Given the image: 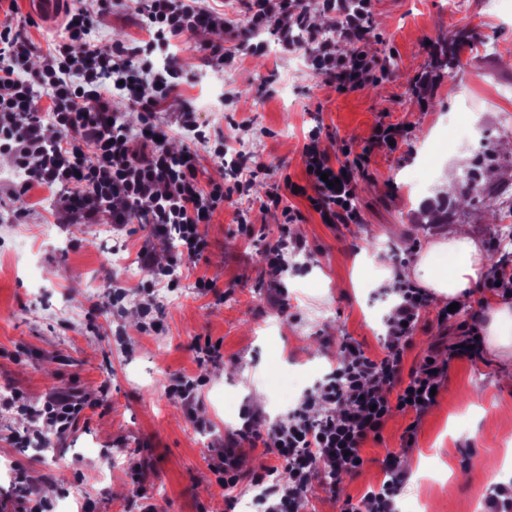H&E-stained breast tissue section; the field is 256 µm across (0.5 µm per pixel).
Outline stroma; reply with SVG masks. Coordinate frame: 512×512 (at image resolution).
<instances>
[{
    "mask_svg": "<svg viewBox=\"0 0 512 512\" xmlns=\"http://www.w3.org/2000/svg\"><path fill=\"white\" fill-rule=\"evenodd\" d=\"M370 10L374 37L368 48L390 77L348 92L325 85L302 57L285 52L274 27L261 36L263 54L237 56L218 71L203 67L200 47L220 42L234 50L223 31L175 42L183 72L201 80L185 87L170 112L192 106L211 134L234 147L247 144L265 172L250 194H232L202 225L208 249L199 261L182 262L178 288L157 285L160 329L153 335L139 331L144 297L137 285L152 277L137 262L146 231L135 224L114 240L106 212L94 224L67 223L56 196L40 189L10 195L0 163V512H15L16 467L36 489L47 490L52 512L87 500L92 512H138L145 498L156 512H240L228 508V497L255 493L250 476L275 466L274 455L260 447L248 451L244 475L230 490L211 465L223 455L224 435L244 408L260 409L270 424L287 414L261 381L269 364L326 373L340 359L345 336L368 355H381L393 302L379 291L400 270L399 254L451 232L447 224L415 223L435 194L430 187L417 189L410 171L445 138L451 144L441 163L460 178L469 172L487 184L495 172L512 171V152L501 148L512 140V96L498 91L512 84V0H500L493 14L485 13L482 0H371ZM460 32L466 35L462 68L444 70L432 93L419 94L417 78L433 72L436 57ZM230 112L250 118V126L230 127ZM382 119L405 124V145L370 155L356 191L360 223H322L305 199L288 192L289 182L305 181L308 131L321 126L319 146L335 156L346 143L362 151ZM270 193L281 195V207L262 208ZM289 206L303 215L289 226L306 241L308 253L288 258L293 271L281 309L266 298L263 253L277 240L285 224L282 210ZM241 213L254 236L238 224ZM455 222L470 225L489 266H496L503 250L496 227L512 225V215L480 204L457 214ZM116 276L126 288L117 308L108 295ZM200 278L216 280L218 294L199 291ZM442 305L434 299L423 313L405 366L443 357L455 342L454 330L437 321ZM205 340L222 347L202 368L193 346ZM177 374L207 380L193 408L167 395ZM64 386L91 399L107 392L109 403L85 409L77 430L43 458L19 438L34 436L36 408L52 388ZM17 390L28 398L29 412L6 407ZM511 409L512 357L487 349L475 361L452 362L437 404L419 418L394 413L381 440L367 442L362 469L344 475L337 498L315 490L306 512H339L340 500H357L379 487L387 478L382 462L391 453L400 456L407 475L398 507L418 497L431 512H485V462L512 446V421L504 418ZM413 422L416 445L405 451L400 437ZM133 459L143 466L137 483L128 474Z\"/></svg>",
    "mask_w": 512,
    "mask_h": 512,
    "instance_id": "35a3bbf8",
    "label": "stroma"
}]
</instances>
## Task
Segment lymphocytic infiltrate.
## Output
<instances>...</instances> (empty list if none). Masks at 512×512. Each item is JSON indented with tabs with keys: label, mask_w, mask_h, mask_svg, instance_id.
Listing matches in <instances>:
<instances>
[{
	"label": "lymphocytic infiltrate",
	"mask_w": 512,
	"mask_h": 512,
	"mask_svg": "<svg viewBox=\"0 0 512 512\" xmlns=\"http://www.w3.org/2000/svg\"><path fill=\"white\" fill-rule=\"evenodd\" d=\"M97 5L94 11L81 7L71 12L63 36L42 53L20 28L0 24V156L21 176L15 194H26L35 185L63 189L60 206L69 223L93 224L107 211L116 229L137 222L148 225L151 238L163 241L176 235L182 256L194 262L208 246L201 225L210 223L229 194L223 182L201 179L196 146H203L216 164L231 160L233 191L240 194L250 192L262 166L250 156L231 154L223 138L211 137L191 109L178 112L175 123L192 133L194 147L169 149V128L157 115L178 97L182 71L173 58L156 67L155 56L171 41L191 38L202 29L240 33L241 48L256 55L264 48L258 34L284 16L288 24L279 30L284 50L303 53L312 72L337 90L364 87L385 71L366 48L372 34L370 0H322L323 12L334 18L336 34L329 38L311 24L303 0H247L248 26L242 31L223 12L193 0H151L141 21L147 39L109 47L96 42L93 32L112 3L97 0ZM36 55L41 58L37 65L32 62ZM114 94L142 111L139 135H131L120 114L110 110L108 99ZM319 136L316 129L307 135L303 156L309 172L297 194L307 199L322 223H359L354 200L366 156L347 144L341 149L342 161L333 162L320 149ZM306 250L303 240L285 230L267 247L271 304L285 301L287 255ZM386 293L394 307L385 324L381 356L370 357L358 342L343 341L336 368L285 419L269 425L250 410L242 425L228 433L224 454L214 467L225 487L238 483L249 448L271 450L288 470L291 484L282 496L267 486L266 474H253V483L266 488L257 499L260 512H303L317 487L321 462L328 463L335 477L319 487L335 493L337 476L358 470L366 442L380 439L393 412L420 416L436 405L430 391L442 387L447 362L403 371L413 331L432 295L402 276L394 278ZM86 405V398L73 388L53 391L41 410L46 430L37 436V445L48 447L52 438L66 434ZM384 469L388 478L379 489L366 492L357 503L344 500L340 512H395L406 473L394 454L387 456Z\"/></svg>",
	"instance_id": "1"
}]
</instances>
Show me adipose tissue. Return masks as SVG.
Returning <instances> with one entry per match:
<instances>
[{
    "mask_svg": "<svg viewBox=\"0 0 512 512\" xmlns=\"http://www.w3.org/2000/svg\"><path fill=\"white\" fill-rule=\"evenodd\" d=\"M445 253L454 260L447 274L434 268L436 254ZM486 255L466 227H458L449 239L437 241L420 252L408 272L410 278L436 296L463 301L470 298L486 270Z\"/></svg>",
    "mask_w": 512,
    "mask_h": 512,
    "instance_id": "ef3b65f1",
    "label": "adipose tissue"
}]
</instances>
